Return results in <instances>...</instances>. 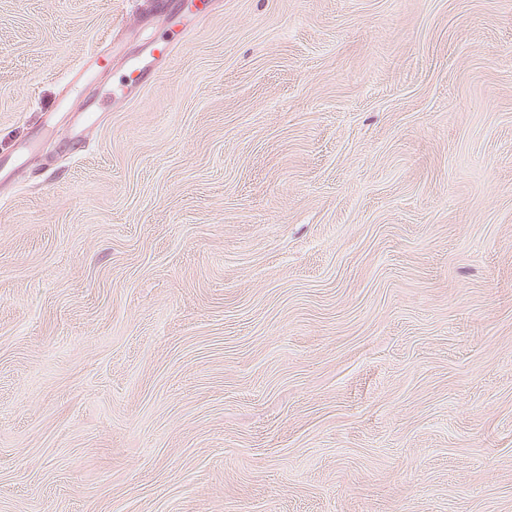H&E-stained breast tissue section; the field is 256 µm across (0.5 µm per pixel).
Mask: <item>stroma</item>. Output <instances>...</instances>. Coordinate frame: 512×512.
I'll list each match as a JSON object with an SVG mask.
<instances>
[{
    "label": "stroma",
    "instance_id": "obj_1",
    "mask_svg": "<svg viewBox=\"0 0 512 512\" xmlns=\"http://www.w3.org/2000/svg\"><path fill=\"white\" fill-rule=\"evenodd\" d=\"M0 512H512V0H0ZM126 77L128 78V82L130 84L120 85L112 90V97L115 98H123L126 96L128 91L134 87V85H141L144 79L149 74V69L147 66L143 65L138 58H133L126 63ZM134 84V85H133Z\"/></svg>",
    "mask_w": 512,
    "mask_h": 512
}]
</instances>
